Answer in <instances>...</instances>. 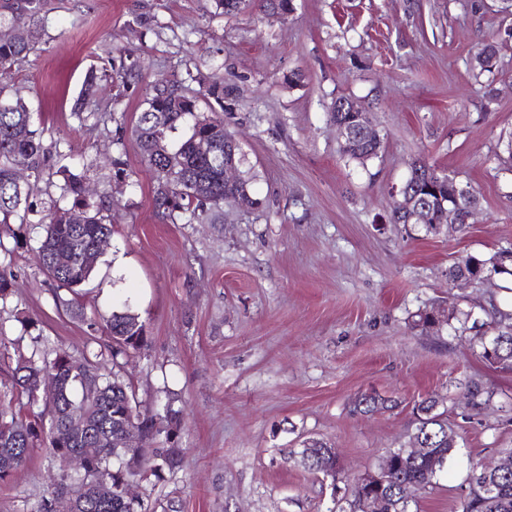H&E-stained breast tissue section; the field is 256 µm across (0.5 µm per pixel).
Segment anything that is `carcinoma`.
I'll return each instance as SVG.
<instances>
[{
  "instance_id": "cac0c4a2",
  "label": "carcinoma",
  "mask_w": 512,
  "mask_h": 512,
  "mask_svg": "<svg viewBox=\"0 0 512 512\" xmlns=\"http://www.w3.org/2000/svg\"><path fill=\"white\" fill-rule=\"evenodd\" d=\"M48 0H0V25L21 31L15 39H0V69H11L25 61L35 49L38 23ZM97 69L88 70L84 89L74 104L83 113L96 107ZM200 90L194 92L178 81L155 84L142 103L134 134L147 166L154 172V204L157 213L173 224H220L224 199L232 196L248 205V179L232 188L224 187V162H242L239 148L224 127V83L218 77L195 78ZM0 85V224L25 221L33 187L14 180V168L23 160L31 173L38 176L61 153H52L37 131L32 129L33 113L19 96L5 94ZM187 115L195 116L188 136L177 144L171 136ZM202 139L214 141L218 154L206 157L198 151ZM380 143L356 140L341 147L342 153L360 163L377 155ZM63 177L61 194L73 197L70 209L49 214L34 253L43 272L58 286L78 294L93 277L96 266L82 260L96 243L112 237V196L88 202L86 182L67 166L58 167ZM406 187L412 195L428 198L422 209L411 213L395 207L394 224H417L427 234L438 232L439 213L452 202L454 184L444 180L437 169L418 163L412 166ZM64 251L74 253L75 260L65 269L53 266L52 257ZM512 275V258L501 250L488 258L473 254L458 257L448 267V281L468 276L481 282L487 272ZM23 335L14 342L15 359L0 378V482L10 479L23 467L37 448L50 459L64 453H80L85 448L95 452L88 456L78 482L83 493L74 498L73 480L64 472L57 474L50 488L43 492L32 512H151L144 500L134 503L125 496L131 481L174 474L182 460L176 445L156 443L165 435L171 440L179 423L178 412L167 404L156 413L138 420L140 406L130 383L120 374L121 362L131 353L147 346V331L139 316L128 311H114L106 320L111 341L103 349L77 358L64 349H51L44 336H31V345H20L32 318L20 321ZM447 325L453 331L473 333L478 356L502 369H512V313L493 309L490 321L472 318V313L454 302L446 308L420 311L414 315L412 328L429 331ZM388 408L387 400L362 394L353 410L372 414ZM415 427L409 436L410 447L392 448L378 463L375 474L387 478L384 485H360L348 480L338 486L340 472L337 453L320 439L303 441L298 452L300 462L311 473L332 480L336 512H358L357 501L365 495L381 494L387 499V512H409L413 493L434 485L455 452V434L448 425V409L435 396L426 397L414 406ZM125 426L144 428L145 447L117 448L115 433ZM423 444L426 451L416 454ZM468 493L462 512H512V469L500 474H486L480 463L471 466L467 476Z\"/></svg>"
}]
</instances>
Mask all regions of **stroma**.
Instances as JSON below:
<instances>
[{
	"instance_id": "stroma-1",
	"label": "stroma",
	"mask_w": 512,
	"mask_h": 512,
	"mask_svg": "<svg viewBox=\"0 0 512 512\" xmlns=\"http://www.w3.org/2000/svg\"><path fill=\"white\" fill-rule=\"evenodd\" d=\"M37 51L9 85L45 144L112 195L115 232L81 302L37 264L33 248L61 177L44 172L25 223L0 224L11 248L13 299L0 331L37 320L74 356L106 335L94 320L130 310L147 346L122 374L151 414L172 401L182 467L137 485L154 512H332L329 480L289 457L316 438L342 475L374 470L407 444L415 403L445 398L460 451L411 512H461L471 461L512 447V371L479 358L470 333L411 329L417 311L459 301L512 308V276L457 285L455 257L512 248V10L501 0H293L285 15L258 0L225 15L213 0H50ZM491 71L470 60L484 43ZM103 74L100 112H73L86 72ZM224 80V123L242 155L255 207L228 200L220 224L157 215L153 173L133 128L151 85L189 74ZM347 97L374 115L377 156L339 151L330 118ZM426 161L476 192L466 232L395 224V187ZM490 390L472 407L465 383ZM370 392L395 400L372 416L350 410ZM58 462L36 451L8 483L0 512H31Z\"/></svg>"
}]
</instances>
